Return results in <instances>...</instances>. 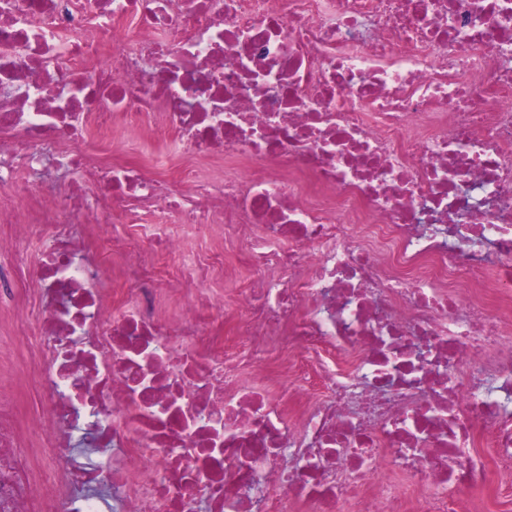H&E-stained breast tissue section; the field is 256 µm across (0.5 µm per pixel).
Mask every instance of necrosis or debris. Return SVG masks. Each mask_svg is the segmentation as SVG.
<instances>
[{
  "label": "necrosis or debris",
  "instance_id": "1",
  "mask_svg": "<svg viewBox=\"0 0 512 512\" xmlns=\"http://www.w3.org/2000/svg\"><path fill=\"white\" fill-rule=\"evenodd\" d=\"M5 301L0 512H448L512 461V0H0ZM15 335L8 314L0 313V336H11L13 340L12 349H0V385L22 389L30 383V378L22 370L24 357L21 349L25 345V336Z\"/></svg>",
  "mask_w": 512,
  "mask_h": 512
}]
</instances>
